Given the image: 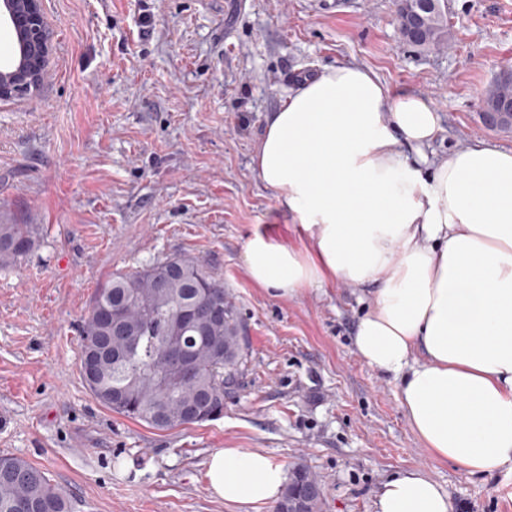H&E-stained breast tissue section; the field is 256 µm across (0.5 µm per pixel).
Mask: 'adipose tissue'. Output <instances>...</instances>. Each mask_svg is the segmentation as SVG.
<instances>
[{
  "mask_svg": "<svg viewBox=\"0 0 512 512\" xmlns=\"http://www.w3.org/2000/svg\"><path fill=\"white\" fill-rule=\"evenodd\" d=\"M434 103L394 94L370 69L324 68L267 120L253 166L294 220L302 249L254 233L245 268L283 297L329 283L363 289L360 358L399 379V400L432 457L462 472L512 471V150L477 143L430 160ZM285 465L256 448L210 454L214 498L276 501ZM373 512H452L417 469Z\"/></svg>",
  "mask_w": 512,
  "mask_h": 512,
  "instance_id": "ef3b65f1",
  "label": "adipose tissue"
}]
</instances>
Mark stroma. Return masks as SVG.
I'll return each instance as SVG.
<instances>
[{"mask_svg": "<svg viewBox=\"0 0 512 512\" xmlns=\"http://www.w3.org/2000/svg\"><path fill=\"white\" fill-rule=\"evenodd\" d=\"M448 42L399 30L397 0H44L52 76L0 101V214L36 227L0 268V455L42 468L70 512H246L211 498L205 463L260 448L303 464L321 512H373L382 484L417 467L452 512H512V472L434 461L398 384L356 354L361 289L282 297L244 265L253 232L301 247L252 166L295 70L367 66L436 105L441 159L483 142V95L512 68V0H445ZM224 281L247 356L216 419L157 430L104 407L80 374V325L114 274L173 257Z\"/></svg>", "mask_w": 512, "mask_h": 512, "instance_id": "1", "label": "stroma"}]
</instances>
